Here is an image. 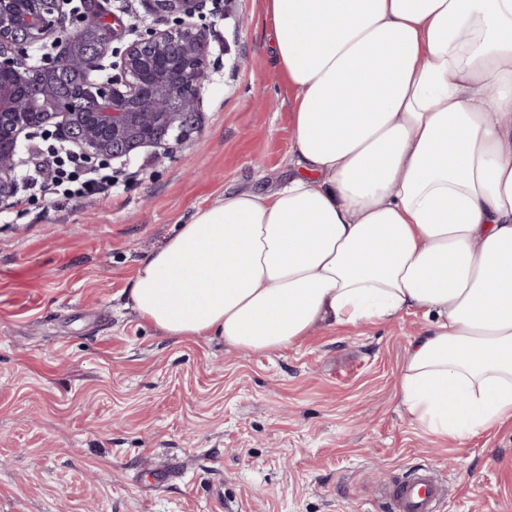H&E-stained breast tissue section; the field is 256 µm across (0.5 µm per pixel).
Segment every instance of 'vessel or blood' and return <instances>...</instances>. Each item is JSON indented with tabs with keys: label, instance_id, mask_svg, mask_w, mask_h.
Returning <instances> with one entry per match:
<instances>
[{
	"label": "vessel or blood",
	"instance_id": "b4317fda",
	"mask_svg": "<svg viewBox=\"0 0 512 512\" xmlns=\"http://www.w3.org/2000/svg\"><path fill=\"white\" fill-rule=\"evenodd\" d=\"M380 494L388 500L390 512H435L445 496V485L433 468L426 467L405 481L381 488Z\"/></svg>",
	"mask_w": 512,
	"mask_h": 512
}]
</instances>
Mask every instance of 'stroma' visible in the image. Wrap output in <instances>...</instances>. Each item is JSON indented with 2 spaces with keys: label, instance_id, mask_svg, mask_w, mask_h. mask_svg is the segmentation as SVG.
<instances>
[{
  "label": "stroma",
  "instance_id": "obj_1",
  "mask_svg": "<svg viewBox=\"0 0 512 512\" xmlns=\"http://www.w3.org/2000/svg\"><path fill=\"white\" fill-rule=\"evenodd\" d=\"M197 131L109 197L0 212V512H381L427 465L437 512H512V422L465 442L399 403L412 312L247 352L164 336L128 296L140 261L225 191L292 174L290 98L264 0H206Z\"/></svg>",
  "mask_w": 512,
  "mask_h": 512
}]
</instances>
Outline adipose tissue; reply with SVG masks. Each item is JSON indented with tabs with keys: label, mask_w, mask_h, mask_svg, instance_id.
I'll return each instance as SVG.
<instances>
[{
	"label": "adipose tissue",
	"mask_w": 512,
	"mask_h": 512,
	"mask_svg": "<svg viewBox=\"0 0 512 512\" xmlns=\"http://www.w3.org/2000/svg\"><path fill=\"white\" fill-rule=\"evenodd\" d=\"M266 3L295 174L197 209L134 309L251 352L418 311L412 423L462 442L512 420V0Z\"/></svg>",
	"instance_id": "ef3b65f1"
}]
</instances>
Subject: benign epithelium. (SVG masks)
Returning <instances> with one entry per match:
<instances>
[{"label":"benign epithelium","instance_id":"7a95c632","mask_svg":"<svg viewBox=\"0 0 512 512\" xmlns=\"http://www.w3.org/2000/svg\"><path fill=\"white\" fill-rule=\"evenodd\" d=\"M106 0H85L81 22L69 27L71 0H0V211L20 189L25 142L51 133L91 163L128 161L139 149L168 150L201 124L210 40L197 22L204 0H148L149 10L173 19L131 41L117 73L94 76L112 52L104 26ZM59 43L49 64H30L29 51Z\"/></svg>","mask_w":512,"mask_h":512}]
</instances>
